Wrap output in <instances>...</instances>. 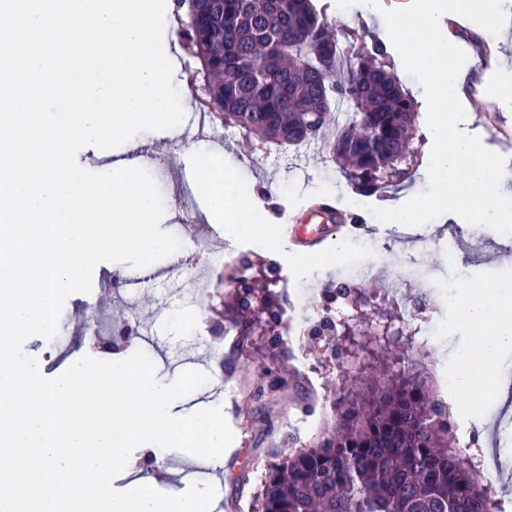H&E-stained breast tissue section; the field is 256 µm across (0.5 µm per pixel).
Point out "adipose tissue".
<instances>
[{
  "instance_id": "obj_1",
  "label": "adipose tissue",
  "mask_w": 512,
  "mask_h": 512,
  "mask_svg": "<svg viewBox=\"0 0 512 512\" xmlns=\"http://www.w3.org/2000/svg\"><path fill=\"white\" fill-rule=\"evenodd\" d=\"M462 14L458 0H418L412 12L395 15L388 27L401 54L415 58L423 69L431 90L435 150L427 159V174L435 190L429 206L471 226L484 223L489 212L500 208L505 195L502 172L495 164L464 167V158L482 151L483 146L448 121L449 113L464 111L466 104L469 61L460 57L459 41L451 29ZM192 152L200 160L197 192L206 221L222 225L226 238L270 243V230L262 224L254 190L242 187L226 172L207 144H195ZM456 302L471 334L468 355L472 360L469 375L454 387L451 402L459 407L474 381L497 377L498 355L512 349V313L507 310L512 289L496 283L475 293L462 286Z\"/></svg>"
}]
</instances>
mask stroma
I'll use <instances>...</instances> for the list:
<instances>
[{
	"label": "stroma",
	"mask_w": 512,
	"mask_h": 512,
	"mask_svg": "<svg viewBox=\"0 0 512 512\" xmlns=\"http://www.w3.org/2000/svg\"><path fill=\"white\" fill-rule=\"evenodd\" d=\"M339 2L314 0L332 24L340 44L354 50L365 39L382 37V12L408 11L415 6V0H373L367 9L361 0H352L345 9ZM177 28L175 17L166 16L164 39L175 48L173 80L185 106V119L178 134L173 136L166 130L138 134L131 142L111 149L109 159L93 162L90 169L106 172L110 160L129 155L139 158L163 196L166 211L161 229L177 236L189 251L204 240L214 245L204 262L208 270L204 290L195 301H183L171 273L174 259L170 256L142 269L125 267L123 276L115 280L105 274L96 276L91 285L95 291L117 282L111 302L93 308L88 294H71L64 303L56 338L30 337L23 350L37 360L42 376L48 379L60 376L91 349L103 361H121L136 350H144L156 367L159 382L164 384L174 382L186 369L206 373L208 382L192 392L189 402L203 409L211 400H223L224 416L234 433V441L224 453L223 470L207 474L192 466L183 452L155 460L149 466L143 452L136 450L126 469L114 478L113 486L119 491L149 485L159 491L183 492L191 484L210 483L217 490L210 512H257L269 465L312 442L322 429L335 427L331 404L343 382L339 362L357 356L358 364L352 372L364 375L376 367L381 349L373 337L365 335L363 318L349 305L339 316L361 329L362 334L353 342L339 338L332 355L325 353L322 339L312 336H298L288 342L283 336L270 334L253 337L242 346L232 336H197L199 320L212 324L221 317L220 310L214 309L209 300L216 272L223 270L226 262L242 257L263 261L265 271L288 290L292 299L288 316L295 320L311 299L320 297L325 285L345 281L350 257L340 256L335 267L316 270L308 280L298 278L295 259L312 252H328L335 249L337 241H348L353 235L370 239L374 249L360 257L361 265L369 270L367 284L400 281L393 297L404 317L413 316V300L421 295L427 303L428 316L452 322L446 343L449 354L443 363L449 373L456 374L461 369L457 355L470 345L459 306L441 290L422 292L404 280L403 274L419 257L443 280H457L462 271L489 283L512 280V255H502L499 250L504 238L497 224L481 225L480 240H473L466 227L460 238L453 240L447 233L448 221L438 214L421 213V228L412 236L404 234L400 225L384 219L387 205L402 199L418 206L433 194L434 185L422 166H415L411 180L368 194L359 191L316 145L268 154L244 147L235 129L213 125L207 112L197 108L188 78L198 61L180 49ZM463 38L472 49V83L468 87L472 110L466 115V128L488 148L503 172L512 173V112L505 111L498 94L502 88L512 90V42L505 38L503 27L490 29L481 22L465 32ZM386 47L392 53L397 76L417 104L415 144L423 146L431 124V99L422 70L417 63L403 60L394 42H387ZM201 140L209 142L220 154L225 169L243 184L270 188L271 195L262 201L261 208L274 234L273 246L255 239L225 240L205 222L191 178L195 158L190 148ZM324 199L334 202L347 217L356 218L355 233L335 230L314 246L291 243L282 233L284 214ZM130 274L137 280L132 287L126 283ZM124 319L151 322L152 329L147 337L135 334L118 346L108 347L112 324ZM268 366L285 370L286 385L278 393L262 395L258 392L263 383L261 372ZM488 393V387L472 386L466 411L455 419L463 438L473 441L484 433L499 435L495 416L512 418V404L499 407L489 403Z\"/></svg>",
	"instance_id": "35a3bbf8"
}]
</instances>
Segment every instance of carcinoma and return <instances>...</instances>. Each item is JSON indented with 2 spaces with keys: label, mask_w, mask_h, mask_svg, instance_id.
I'll return each mask as SVG.
<instances>
[{
  "label": "carcinoma",
  "mask_w": 512,
  "mask_h": 512,
  "mask_svg": "<svg viewBox=\"0 0 512 512\" xmlns=\"http://www.w3.org/2000/svg\"><path fill=\"white\" fill-rule=\"evenodd\" d=\"M178 36L200 67L193 91L210 116L266 151L323 146L349 180L378 192L412 178L415 101L378 42L348 56L313 0H175ZM347 106L344 119L336 109ZM225 285L216 335L271 332L285 298L243 260ZM337 424L272 464L262 512H500L450 411L410 355L393 349L334 403Z\"/></svg>",
  "instance_id": "carcinoma-1"
}]
</instances>
